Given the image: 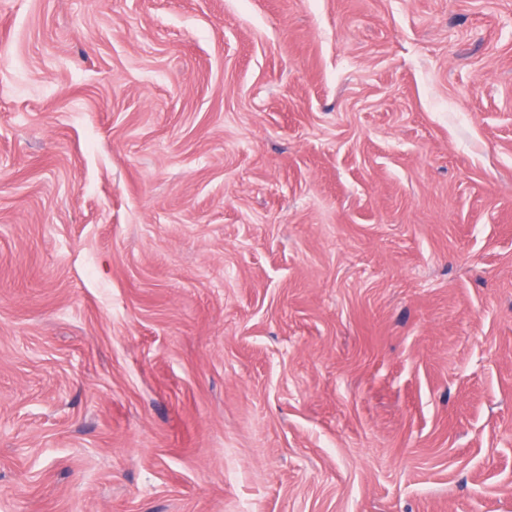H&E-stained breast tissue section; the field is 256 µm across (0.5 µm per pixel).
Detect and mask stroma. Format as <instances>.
Here are the masks:
<instances>
[{"label":"stroma","mask_w":512,"mask_h":512,"mask_svg":"<svg viewBox=\"0 0 512 512\" xmlns=\"http://www.w3.org/2000/svg\"><path fill=\"white\" fill-rule=\"evenodd\" d=\"M0 512H512V0H0Z\"/></svg>","instance_id":"1"}]
</instances>
